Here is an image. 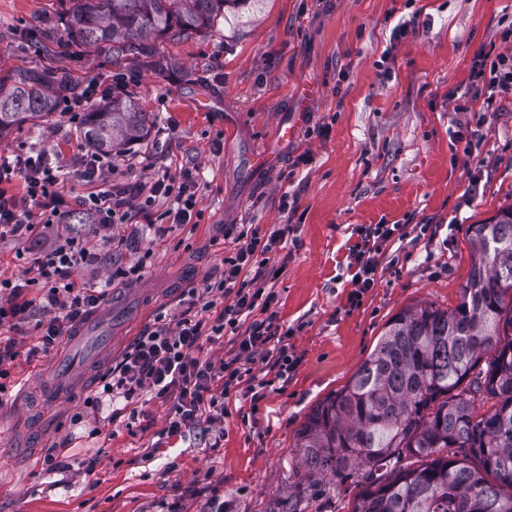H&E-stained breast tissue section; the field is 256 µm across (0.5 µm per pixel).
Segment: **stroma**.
Returning a JSON list of instances; mask_svg holds the SVG:
<instances>
[{"instance_id": "obj_1", "label": "stroma", "mask_w": 512, "mask_h": 512, "mask_svg": "<svg viewBox=\"0 0 512 512\" xmlns=\"http://www.w3.org/2000/svg\"><path fill=\"white\" fill-rule=\"evenodd\" d=\"M62 0H0V77L39 67L67 72L78 90L124 74L116 100L148 112V137L113 150L118 178L136 182L198 169L200 218L107 231L71 225L99 244V268L73 281L101 280L107 266L144 247L153 256L139 279L115 280L106 298L109 352L79 388L46 404L43 384L68 346L37 349L27 325L0 394V512H266L300 460L297 434L311 409L345 386L389 320L429 302L454 308L472 264L470 225L512 205V90L476 77L479 54L512 53V0H251L212 30L156 42L146 57L108 59L92 48L72 55L65 35L45 53L39 30L57 21ZM408 32L391 36L397 21ZM313 86L308 119L287 146L293 91ZM474 95L458 112L454 99ZM277 150V167L258 172L251 154ZM31 150L64 162L85 151L77 125L61 114L0 136V157ZM291 192L294 211L282 208ZM238 224L282 230L271 255L279 269L272 309L291 328L295 366L252 400L239 389L220 422L200 420L171 435L170 398H150L136 419L86 401L102 377L159 313H174L191 289L221 273ZM400 224L380 259L375 285L352 300L348 255L358 230ZM58 469H48L47 455ZM95 460L92 474L84 463Z\"/></svg>"}]
</instances>
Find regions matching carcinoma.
<instances>
[{
    "mask_svg": "<svg viewBox=\"0 0 512 512\" xmlns=\"http://www.w3.org/2000/svg\"><path fill=\"white\" fill-rule=\"evenodd\" d=\"M68 2L65 46L118 58L205 33L249 0ZM74 91L37 68L1 77L0 135L49 117ZM148 132L147 113L120 100L89 108L79 126L97 152ZM469 231L473 268L458 305L425 303L390 320L351 380L309 413L301 464L273 512H302L300 499L353 476L361 491L352 512H458L468 500L474 512H512V206ZM413 458L423 464L404 465Z\"/></svg>",
    "mask_w": 512,
    "mask_h": 512,
    "instance_id": "1",
    "label": "carcinoma"
}]
</instances>
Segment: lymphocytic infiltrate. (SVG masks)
Instances as JSON below:
<instances>
[{"mask_svg":"<svg viewBox=\"0 0 512 512\" xmlns=\"http://www.w3.org/2000/svg\"><path fill=\"white\" fill-rule=\"evenodd\" d=\"M71 165L90 186L79 203L95 225L112 228L156 220L188 224L193 219L197 174L192 170L176 178L165 175L129 183L115 180L112 157L107 153L83 154ZM16 177L25 188L19 198L4 188L5 182ZM64 181L63 166H51L41 153L0 162V240L29 239L42 229L50 230L53 237L47 249L30 259L23 282L0 279V327L21 331L33 312H41L45 319L37 327L46 349L60 345L68 327L98 308L106 296L96 286L79 288L71 280L74 269L97 265L100 256L83 238L63 229L69 208ZM160 201L167 207L158 214L154 206ZM403 230L400 224H371L361 229L349 261L355 269L357 294L373 287L385 246ZM239 236L243 243L224 257L221 274L202 293L190 295L173 323L157 325L138 336L103 379V393L129 404L147 392L175 396L169 433H179L204 417L212 421L223 417L225 400L251 374L242 356L264 351L269 371L278 378L293 363L288 334L270 311L277 299L275 291L260 285L249 287L243 279L247 273L258 281L265 278L268 256L282 236L275 231L262 234L256 226L242 227ZM29 288L37 289L36 297L26 298ZM210 312L216 315L211 323L206 320ZM227 328L244 332L239 357L216 362L200 358L205 332L218 335Z\"/></svg>","mask_w":512,"mask_h":512,"instance_id":"1","label":"lymphocytic infiltrate"}]
</instances>
